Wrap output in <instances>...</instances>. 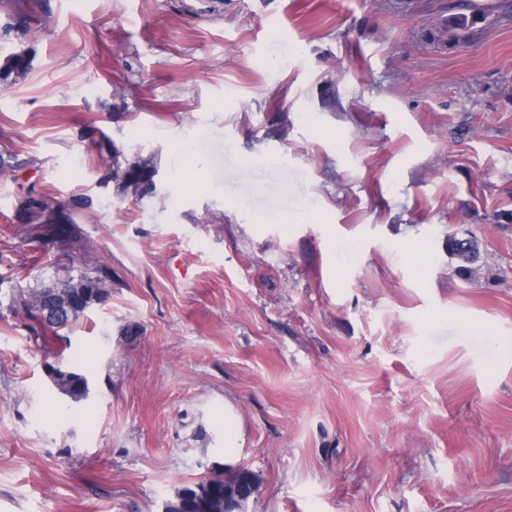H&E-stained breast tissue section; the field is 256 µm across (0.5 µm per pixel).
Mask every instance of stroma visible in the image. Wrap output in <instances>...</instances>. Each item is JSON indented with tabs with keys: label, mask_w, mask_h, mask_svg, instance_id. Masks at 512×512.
<instances>
[{
	"label": "stroma",
	"mask_w": 512,
	"mask_h": 512,
	"mask_svg": "<svg viewBox=\"0 0 512 512\" xmlns=\"http://www.w3.org/2000/svg\"><path fill=\"white\" fill-rule=\"evenodd\" d=\"M32 13L0 39L31 56L0 78V245L22 186L92 197L112 288L45 341L0 284V512H161L238 466L247 512H512V0H14L0 29ZM486 19L487 14L484 8H480L475 5L469 15L458 14L448 17L446 32L451 34L452 37H456L458 35V31L468 30L477 23L483 22ZM121 156L120 151L112 149V168L109 166L112 170V180L118 181L124 192L130 191L131 186H138L145 192L150 176L155 171L154 167L146 162H127L123 166ZM60 372V376L54 380L57 389L73 401H82L89 394L87 379L77 372Z\"/></svg>",
	"instance_id": "stroma-1"
}]
</instances>
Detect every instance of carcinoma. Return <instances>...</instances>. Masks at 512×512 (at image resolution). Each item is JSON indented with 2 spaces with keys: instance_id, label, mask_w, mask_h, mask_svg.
<instances>
[{
  "instance_id": "carcinoma-1",
  "label": "carcinoma",
  "mask_w": 512,
  "mask_h": 512,
  "mask_svg": "<svg viewBox=\"0 0 512 512\" xmlns=\"http://www.w3.org/2000/svg\"><path fill=\"white\" fill-rule=\"evenodd\" d=\"M487 19L484 9L473 6L470 14H458L448 17L446 32L455 37ZM122 153L112 150V179L122 185V190L130 191L138 186L148 189V181L154 167L146 162L121 163ZM93 206L89 197H80L62 204L49 191H38L32 187L20 197L19 209L23 215V229L17 236V242L5 246L0 253V263L10 253L24 257L27 251L39 249L42 238L52 228L56 213L63 214L68 224L70 241L79 243L84 239V229L77 220L79 213ZM45 267L52 270L50 282L41 287L18 286L13 289L11 309L24 320V327L34 336L51 334L62 337V331L72 327L84 315V312L70 311L65 303L68 286L86 283L89 296L107 298L112 288V267L92 259L87 253L69 251L65 259L47 258ZM57 389L73 401H82L89 394L87 379L77 372H62L54 380ZM243 478L252 486H257L256 475L246 468L231 469L227 472H212L210 476L180 488L171 502L170 512H224V486H229Z\"/></svg>"
}]
</instances>
